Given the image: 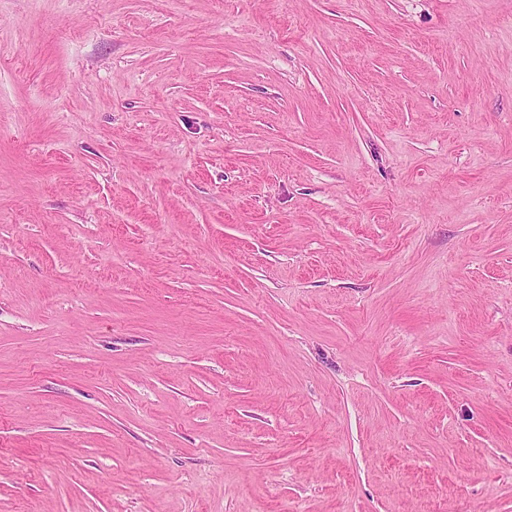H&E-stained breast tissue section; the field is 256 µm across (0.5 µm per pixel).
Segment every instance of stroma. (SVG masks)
<instances>
[{
	"label": "stroma",
	"instance_id": "1",
	"mask_svg": "<svg viewBox=\"0 0 512 512\" xmlns=\"http://www.w3.org/2000/svg\"><path fill=\"white\" fill-rule=\"evenodd\" d=\"M0 512H512V0H0Z\"/></svg>",
	"mask_w": 512,
	"mask_h": 512
}]
</instances>
